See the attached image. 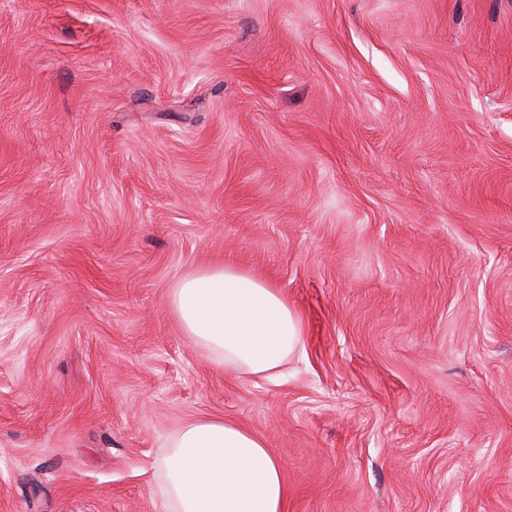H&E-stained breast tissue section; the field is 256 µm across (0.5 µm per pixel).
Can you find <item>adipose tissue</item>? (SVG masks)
<instances>
[{
  "label": "adipose tissue",
  "mask_w": 512,
  "mask_h": 512,
  "mask_svg": "<svg viewBox=\"0 0 512 512\" xmlns=\"http://www.w3.org/2000/svg\"><path fill=\"white\" fill-rule=\"evenodd\" d=\"M170 306L185 336L225 371L275 380L302 351L300 319L273 284L231 267L183 278ZM166 512H286L283 469L238 424L201 418L182 426L155 462Z\"/></svg>",
  "instance_id": "obj_1"
}]
</instances>
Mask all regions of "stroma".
I'll use <instances>...</instances> for the list:
<instances>
[{
  "label": "stroma",
  "instance_id": "obj_1",
  "mask_svg": "<svg viewBox=\"0 0 512 512\" xmlns=\"http://www.w3.org/2000/svg\"><path fill=\"white\" fill-rule=\"evenodd\" d=\"M224 265L284 379L172 313ZM201 417L287 512H512V0H0V512H163ZM170 306L185 336L228 372L275 380L303 349L300 319L280 289L231 267L186 276Z\"/></svg>",
  "mask_w": 512,
  "mask_h": 512
}]
</instances>
